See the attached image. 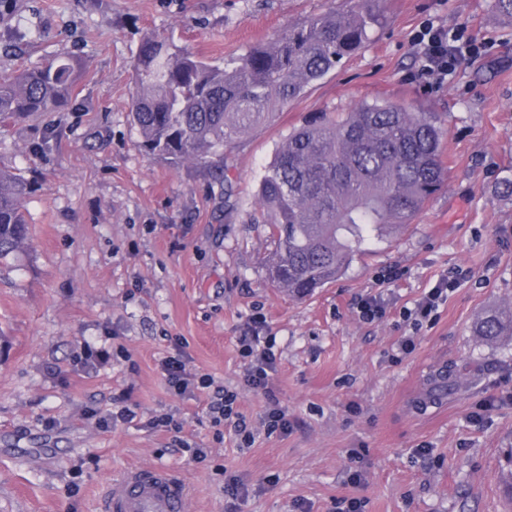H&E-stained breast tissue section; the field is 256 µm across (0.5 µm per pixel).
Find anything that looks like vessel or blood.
I'll list each match as a JSON object with an SVG mask.
<instances>
[{"instance_id":"vessel-or-blood-1","label":"vessel or blood","mask_w":512,"mask_h":512,"mask_svg":"<svg viewBox=\"0 0 512 512\" xmlns=\"http://www.w3.org/2000/svg\"><path fill=\"white\" fill-rule=\"evenodd\" d=\"M190 501L189 486L172 469L135 466L108 485L101 512H189Z\"/></svg>"}]
</instances>
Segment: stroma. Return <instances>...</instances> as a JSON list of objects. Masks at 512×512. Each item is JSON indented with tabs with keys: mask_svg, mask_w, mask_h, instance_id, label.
I'll use <instances>...</instances> for the list:
<instances>
[{
	"mask_svg": "<svg viewBox=\"0 0 512 512\" xmlns=\"http://www.w3.org/2000/svg\"><path fill=\"white\" fill-rule=\"evenodd\" d=\"M355 4L16 0L0 77L67 52L76 94L0 123V161L33 183L27 246L0 259V512H100L112 478L152 465L183 475L191 512H336L341 498L362 512H512V336L474 332L479 316L512 305V18L491 0H386L358 52L225 147L226 185L217 166L146 155L131 122L145 36L219 61ZM427 23L479 46L440 84L422 74L414 41ZM376 100L435 114L445 185L336 282L290 296L267 276L274 246L253 221L257 186L294 128ZM443 279L446 300L415 325L410 310ZM371 296L385 314L367 321ZM244 336L276 358L288 432H265L268 401L243 383ZM176 353L213 387L175 393L160 364ZM447 369L456 387L440 395ZM218 387L237 393L252 445L232 421L213 425ZM123 408L133 423L99 426ZM164 415L176 429L152 427ZM229 477L244 496L226 495Z\"/></svg>",
	"mask_w": 512,
	"mask_h": 512,
	"instance_id": "35a3bbf8",
	"label": "stroma"
}]
</instances>
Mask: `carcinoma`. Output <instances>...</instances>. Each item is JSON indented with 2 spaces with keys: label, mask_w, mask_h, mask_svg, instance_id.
<instances>
[{
  "label": "carcinoma",
  "mask_w": 512,
  "mask_h": 512,
  "mask_svg": "<svg viewBox=\"0 0 512 512\" xmlns=\"http://www.w3.org/2000/svg\"><path fill=\"white\" fill-rule=\"evenodd\" d=\"M380 3L308 18L222 66L171 41L144 40L130 108L142 147L173 163L206 162L362 47L384 22ZM73 71V59L61 56L1 79L0 121L56 111L74 95ZM443 136L433 113L390 101L320 112L290 132L256 197L274 244L269 279L308 295L385 230L410 223L446 181ZM30 190L24 171L0 167V257L27 239ZM477 330L489 339L512 333V308L486 314Z\"/></svg>",
  "instance_id": "cac0c4a2"
}]
</instances>
